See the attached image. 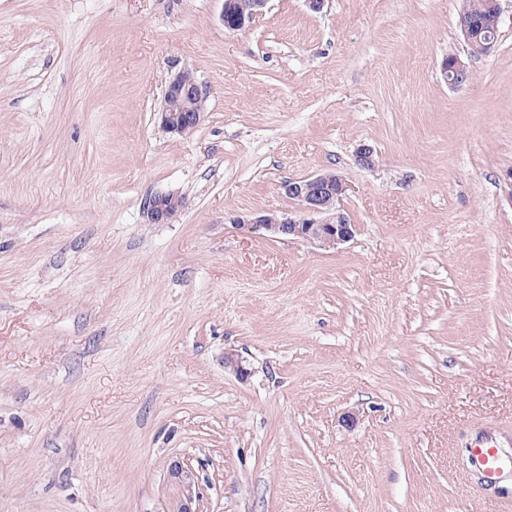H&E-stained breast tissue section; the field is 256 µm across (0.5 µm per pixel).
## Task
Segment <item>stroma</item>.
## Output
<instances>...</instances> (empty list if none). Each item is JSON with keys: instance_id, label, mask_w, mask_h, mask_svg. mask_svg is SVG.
I'll list each match as a JSON object with an SVG mask.
<instances>
[{"instance_id": "1", "label": "stroma", "mask_w": 512, "mask_h": 512, "mask_svg": "<svg viewBox=\"0 0 512 512\" xmlns=\"http://www.w3.org/2000/svg\"><path fill=\"white\" fill-rule=\"evenodd\" d=\"M459 6L270 0L232 33L223 0H0V512H166L175 461L197 512L512 503L468 464L512 454V0L483 56ZM328 169L350 242L236 224ZM441 73L451 88L464 85L470 77L468 65L456 54H448L441 62ZM203 91L189 70L178 72L165 87L163 102L158 118L161 127L180 136L192 134L204 117L205 101L200 111L196 99ZM174 194H158L151 197L144 206V212L151 224H167L180 210Z\"/></svg>"}]
</instances>
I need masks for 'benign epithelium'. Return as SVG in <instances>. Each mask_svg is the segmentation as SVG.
Listing matches in <instances>:
<instances>
[{"mask_svg": "<svg viewBox=\"0 0 512 512\" xmlns=\"http://www.w3.org/2000/svg\"><path fill=\"white\" fill-rule=\"evenodd\" d=\"M268 0H252L249 12L241 10L237 0H224L222 21L226 29L235 31L251 25L264 12ZM487 24L490 34L482 42L471 35L469 0H462L459 26L462 37L472 51L486 55L494 47L502 24L500 0H487ZM441 73L452 88L464 85L470 77L468 65L456 54L445 56ZM202 89L192 72L183 70L172 77L165 87L158 118L161 127L180 136L193 133L201 124L204 112L196 106ZM349 184L338 171L329 170L314 176L290 179L281 184L284 195L297 200L294 211H267L254 217H239L236 222L256 231H264L275 239H296L324 248H334L350 241L356 231L341 202L347 195ZM173 194H158L144 206L151 224H167L180 210ZM167 480L176 489V495L167 512H194L192 504L197 498L193 469L178 461L171 464Z\"/></svg>", "mask_w": 512, "mask_h": 512, "instance_id": "1", "label": "benign epithelium"}]
</instances>
